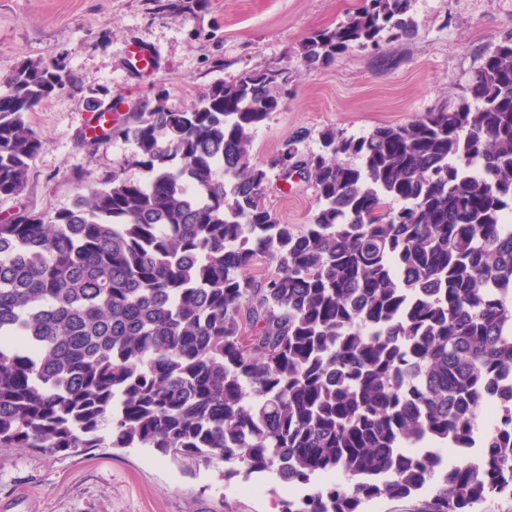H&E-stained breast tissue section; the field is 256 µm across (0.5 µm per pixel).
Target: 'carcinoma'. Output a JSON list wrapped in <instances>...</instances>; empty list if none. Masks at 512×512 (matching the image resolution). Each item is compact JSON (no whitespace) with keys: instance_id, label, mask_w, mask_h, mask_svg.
Instances as JSON below:
<instances>
[{"instance_id":"cac0c4a2","label":"carcinoma","mask_w":512,"mask_h":512,"mask_svg":"<svg viewBox=\"0 0 512 512\" xmlns=\"http://www.w3.org/2000/svg\"><path fill=\"white\" fill-rule=\"evenodd\" d=\"M179 17L191 0H166ZM412 0H362L309 37L306 67L416 32ZM252 73L188 105L165 90L86 142L131 140L133 181L80 186L49 217L0 222V448H153L224 478L270 474L281 512H362L425 490L421 512L512 497V31L455 109L366 134L304 130L261 161L280 106ZM30 62L0 93V198L44 142L29 115L77 87ZM313 184L309 224L265 204ZM495 426L468 458L479 410ZM451 448L458 464L442 465Z\"/></svg>"}]
</instances>
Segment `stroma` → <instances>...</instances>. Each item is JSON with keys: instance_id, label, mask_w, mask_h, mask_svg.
<instances>
[{"instance_id": "stroma-1", "label": "stroma", "mask_w": 512, "mask_h": 512, "mask_svg": "<svg viewBox=\"0 0 512 512\" xmlns=\"http://www.w3.org/2000/svg\"><path fill=\"white\" fill-rule=\"evenodd\" d=\"M361 0H201L172 18L156 0H0V78L30 63L63 61L78 78L30 121L44 147L19 196L0 198V220L23 209L47 216L71 208L75 174L94 183L112 172L132 180L135 145L83 147L94 105L132 109L160 89L180 108L216 82L270 70L289 73L280 106L254 136L264 157L297 131L304 150L322 131L349 135L403 123L439 107L456 108L486 54L512 30V0H414L412 38L353 49L310 69L302 43L352 15ZM147 48L153 58L136 62ZM266 203L280 222L310 223L312 186L271 180ZM288 487L270 476L225 478L220 464L184 469L150 448H86L60 456L0 449V512H278Z\"/></svg>"}]
</instances>
